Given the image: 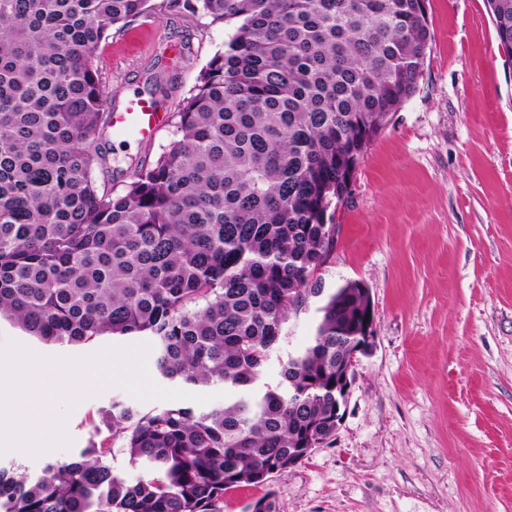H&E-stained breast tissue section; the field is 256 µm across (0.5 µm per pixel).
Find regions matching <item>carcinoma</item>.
Returning <instances> with one entry per match:
<instances>
[{
    "mask_svg": "<svg viewBox=\"0 0 512 512\" xmlns=\"http://www.w3.org/2000/svg\"><path fill=\"white\" fill-rule=\"evenodd\" d=\"M512 50V0H486ZM148 12L233 24L172 113L176 137L117 192L101 144L112 28ZM425 0H0V316L46 343L147 336L170 381L224 405L103 413L111 441L34 481L0 468V512H223L336 435V375L370 297L324 293L368 146L417 92ZM324 296L313 336L264 367ZM140 465L127 481L116 455ZM320 298H311L306 308L292 315L286 324L276 352L266 365V380L275 382L280 364L287 360L288 354H294L303 347L312 336L316 321V307Z\"/></svg>",
    "mask_w": 512,
    "mask_h": 512,
    "instance_id": "obj_1",
    "label": "carcinoma"
}]
</instances>
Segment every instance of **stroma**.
I'll list each match as a JSON object with an SVG mask.
<instances>
[{
	"instance_id": "stroma-1",
	"label": "stroma",
	"mask_w": 512,
	"mask_h": 512,
	"mask_svg": "<svg viewBox=\"0 0 512 512\" xmlns=\"http://www.w3.org/2000/svg\"><path fill=\"white\" fill-rule=\"evenodd\" d=\"M433 41L419 88L368 147L336 209L338 242L318 276L325 290L362 281L375 344L360 355L334 440L270 488L224 494V512H249L272 491L275 512H512V61L484 0H426ZM230 25L149 14L114 27L104 45L115 106L139 95L173 113ZM175 137L112 134L110 186L153 161ZM318 299L291 316L266 379L312 336ZM76 358L111 337L44 343L0 318V344ZM142 410L118 386L80 400L67 448L48 456L0 454L28 479L108 438L113 400Z\"/></svg>"
}]
</instances>
